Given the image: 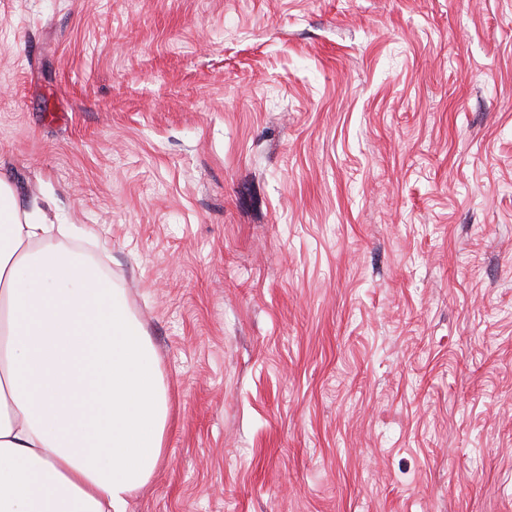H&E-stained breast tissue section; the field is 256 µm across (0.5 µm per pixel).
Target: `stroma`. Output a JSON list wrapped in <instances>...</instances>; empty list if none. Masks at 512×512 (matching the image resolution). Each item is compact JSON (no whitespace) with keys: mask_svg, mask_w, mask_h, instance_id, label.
I'll return each instance as SVG.
<instances>
[{"mask_svg":"<svg viewBox=\"0 0 512 512\" xmlns=\"http://www.w3.org/2000/svg\"><path fill=\"white\" fill-rule=\"evenodd\" d=\"M0 177L159 357L128 512H512V0H0Z\"/></svg>","mask_w":512,"mask_h":512,"instance_id":"1","label":"stroma"}]
</instances>
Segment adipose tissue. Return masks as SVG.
Returning <instances> with one entry per match:
<instances>
[{"label":"adipose tissue","mask_w":512,"mask_h":512,"mask_svg":"<svg viewBox=\"0 0 512 512\" xmlns=\"http://www.w3.org/2000/svg\"><path fill=\"white\" fill-rule=\"evenodd\" d=\"M65 231L0 178V512H127L165 456L156 352Z\"/></svg>","instance_id":"ef3b65f1"}]
</instances>
